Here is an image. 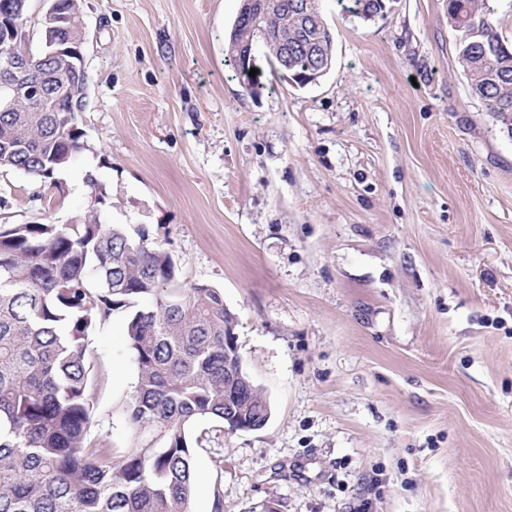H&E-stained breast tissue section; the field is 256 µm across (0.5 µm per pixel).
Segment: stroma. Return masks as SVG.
Returning <instances> with one entry per match:
<instances>
[{
    "label": "stroma",
    "mask_w": 512,
    "mask_h": 512,
    "mask_svg": "<svg viewBox=\"0 0 512 512\" xmlns=\"http://www.w3.org/2000/svg\"><path fill=\"white\" fill-rule=\"evenodd\" d=\"M448 0L365 22L321 0L329 72L228 59L241 0H84L87 147L64 198L0 173V224L103 215L223 290L266 426L197 422L193 512H512V133ZM92 438L139 446L123 313L97 325Z\"/></svg>",
    "instance_id": "1"
}]
</instances>
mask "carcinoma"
<instances>
[{
  "label": "carcinoma",
  "instance_id": "obj_1",
  "mask_svg": "<svg viewBox=\"0 0 512 512\" xmlns=\"http://www.w3.org/2000/svg\"><path fill=\"white\" fill-rule=\"evenodd\" d=\"M299 0L282 14L252 23L251 38L283 73L311 84L315 60L305 50L320 42L332 64L329 29L305 27ZM368 22L385 16L390 0H338ZM488 0H448L459 62L472 92L512 130V45L496 31ZM73 22L42 20L41 47L29 33L14 54L41 60L30 71L3 72L4 82L33 84L62 102L57 112L22 98L0 112V172L40 182L50 200L64 196L57 174L85 148L84 131L68 106L69 72L54 49L82 47L83 0H56ZM28 0H0V24L27 27ZM97 194L67 224H0V512H192L197 483L190 428L200 420L232 431L260 422L270 401L244 371L240 354L224 345L235 325L224 294L186 285L173 257L132 238L120 224L101 221L110 194L88 171ZM125 314L137 364L124 407L129 428L160 437L162 445L114 452L89 432L95 402L90 335L101 317Z\"/></svg>",
  "mask_w": 512,
  "mask_h": 512
}]
</instances>
